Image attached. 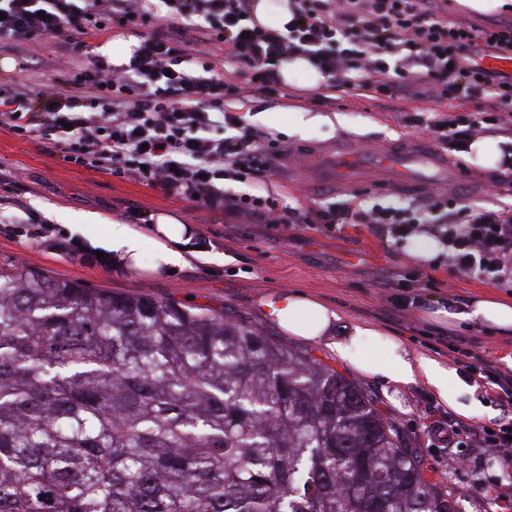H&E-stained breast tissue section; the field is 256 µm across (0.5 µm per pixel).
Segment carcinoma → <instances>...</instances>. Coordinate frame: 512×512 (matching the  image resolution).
Returning a JSON list of instances; mask_svg holds the SVG:
<instances>
[{
    "mask_svg": "<svg viewBox=\"0 0 512 512\" xmlns=\"http://www.w3.org/2000/svg\"><path fill=\"white\" fill-rule=\"evenodd\" d=\"M357 381L230 307L0 269V512H459Z\"/></svg>",
    "mask_w": 512,
    "mask_h": 512,
    "instance_id": "1",
    "label": "carcinoma"
}]
</instances>
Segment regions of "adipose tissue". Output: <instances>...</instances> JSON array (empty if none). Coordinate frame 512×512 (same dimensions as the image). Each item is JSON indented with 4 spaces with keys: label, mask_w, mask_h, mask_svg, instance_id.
Segmentation results:
<instances>
[{
    "label": "adipose tissue",
    "mask_w": 512,
    "mask_h": 512,
    "mask_svg": "<svg viewBox=\"0 0 512 512\" xmlns=\"http://www.w3.org/2000/svg\"><path fill=\"white\" fill-rule=\"evenodd\" d=\"M97 221L95 214H86L82 223L71 225V232L84 235L90 248L111 252L117 265L133 271L139 267L144 245L155 249L159 267L178 269L198 258L192 245L190 228L178 222L175 216L159 214L147 226L113 223L107 225L103 235H91L89 229ZM268 318L276 322L289 336L303 341L323 343L338 358L347 361L358 373L378 378L395 389L426 384L438 400L464 417L472 416V408L460 405L448 387L450 371L441 360L414 352L394 337L370 325L355 326L350 335L336 333L339 315L322 300L302 293L283 292L263 302ZM467 320L497 330L504 336L512 335V297L482 294L469 303ZM369 338L377 351L373 354L356 353L360 338Z\"/></svg>",
    "instance_id": "ef3b65f1"
}]
</instances>
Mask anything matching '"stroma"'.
Listing matches in <instances>:
<instances>
[{
	"label": "stroma",
	"instance_id": "obj_1",
	"mask_svg": "<svg viewBox=\"0 0 512 512\" xmlns=\"http://www.w3.org/2000/svg\"><path fill=\"white\" fill-rule=\"evenodd\" d=\"M5 57L11 65L0 67L1 84L35 83L52 75L51 65L59 61L60 52L55 39L41 37L32 51H9ZM493 105L487 97L462 104L456 100H418L400 92L355 97L340 90L325 103L298 82L279 85L272 96L246 100L240 114L244 125L270 132L288 147V162L273 174L267 188L280 205L305 211L342 201V194L331 184L342 175L338 172V157L344 153L355 157L344 175L358 184L367 203L414 207L430 195L456 197L454 182L434 166H410L419 189H371L369 182L376 174L369 167L368 153L388 149L405 137H426V130L414 121L417 113L445 118L463 109L484 110ZM294 111L337 114L342 121L313 126L301 135L288 126ZM448 157L460 172L472 178L468 206L512 208V172L487 173L468 151L452 150ZM18 199L41 219L47 209H56L58 216L52 225L60 234L65 231V223L80 221L87 212L97 213L105 224L134 223L139 211L151 217L166 212L181 223L196 226L198 239L212 259L155 274L151 268L156 256L148 245L141 257L143 269L135 274L116 267L85 265L64 252L8 231L6 224L17 214L14 202ZM0 267L44 272L90 286L172 298L188 305L231 307L277 337L283 331L264 315L262 300L280 291L304 292L339 312L338 334L350 332L357 324L375 325L400 337L415 352L448 363L450 385L458 403L479 408L475 422L490 425L503 417L484 390L470 389L469 379L453 361V348L458 337H467L473 343V352L495 360L501 371L508 373L512 371V336L500 337L492 328L471 321L450 328L433 317L439 307L463 311L471 298L487 292V285L451 273L444 266L434 269L413 264L394 239L379 237L364 224L346 226L336 234L311 224L269 229L221 210L204 219L195 203L184 197L164 194L127 176L63 161L47 140L0 130ZM394 272L410 282L424 284L419 301L405 311L392 304L393 291L386 286ZM361 382L380 409L397 417L416 442L426 479L459 494L460 512H512V462L496 448H475L464 441L451 448L432 438L434 426L447 424L457 414L443 406L430 388L419 384L396 392L371 377H362Z\"/></svg>",
	"mask_w": 512,
	"mask_h": 512
}]
</instances>
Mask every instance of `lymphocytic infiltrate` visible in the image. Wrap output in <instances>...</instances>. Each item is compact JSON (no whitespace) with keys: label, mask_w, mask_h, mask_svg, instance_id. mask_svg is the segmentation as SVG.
Instances as JSON below:
<instances>
[{"label":"lymphocytic infiltrate","mask_w":512,"mask_h":512,"mask_svg":"<svg viewBox=\"0 0 512 512\" xmlns=\"http://www.w3.org/2000/svg\"><path fill=\"white\" fill-rule=\"evenodd\" d=\"M286 32L250 18V0H0V49L29 48L41 36L79 38L111 26L142 36L128 63L75 64L68 78L0 87V130L38 133L64 160L101 171L127 173L142 184L196 202L206 211L229 209L261 224H321L326 230L370 224L404 240L414 233L437 237L456 274L498 286L512 282V209L449 210L446 196L427 207L346 202L314 214L283 210L258 193L230 197L228 181L251 177L260 189L285 151L271 134L243 125L232 98L275 92V67L302 55L354 95L425 88L438 99L467 101L484 94L498 111L463 112L432 121L438 140L468 145L479 129H496L512 107V77L467 61L484 45L512 59V24L476 28L450 20L442 0H295ZM456 359L472 371L504 409L512 410V376L493 361L457 348ZM432 435L448 444L466 438L481 448L512 449V419L490 428L450 423Z\"/></svg>","instance_id":"lymphocytic-infiltrate-1"}]
</instances>
